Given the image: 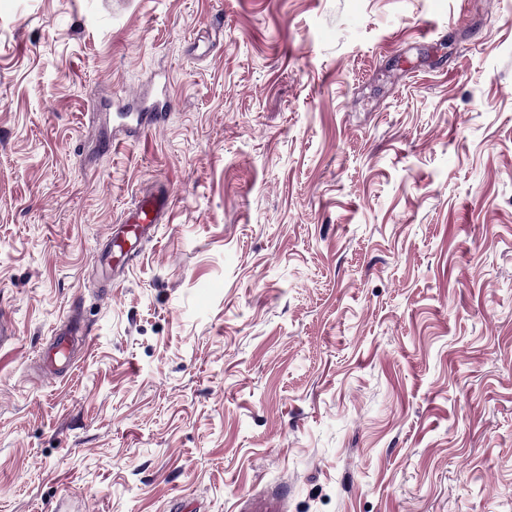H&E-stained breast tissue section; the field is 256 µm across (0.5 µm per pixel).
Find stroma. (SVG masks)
<instances>
[{"mask_svg":"<svg viewBox=\"0 0 512 512\" xmlns=\"http://www.w3.org/2000/svg\"><path fill=\"white\" fill-rule=\"evenodd\" d=\"M0 313V512H512V0H0ZM160 211L153 202L142 201L137 209L130 213L127 218L126 236L135 239L133 251H138L139 247L147 241L155 230V224L160 220ZM58 336L54 349L46 358V365L48 367L57 368L60 365L68 364L70 362L71 348L75 341V337L78 342H81L84 345L89 344V338L86 336V333L83 332L79 333L75 331L74 333H70L69 331H63Z\"/></svg>","mask_w":512,"mask_h":512,"instance_id":"stroma-1","label":"stroma"}]
</instances>
